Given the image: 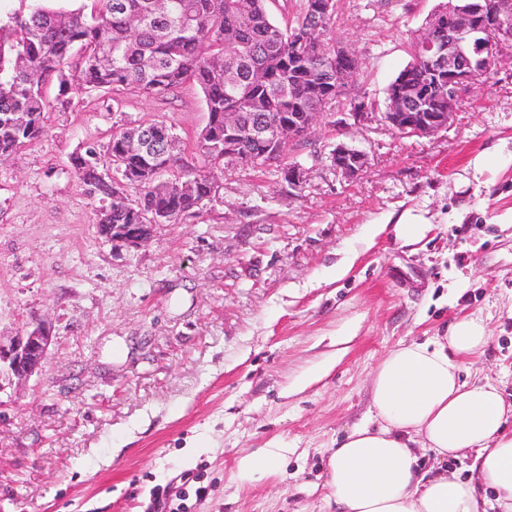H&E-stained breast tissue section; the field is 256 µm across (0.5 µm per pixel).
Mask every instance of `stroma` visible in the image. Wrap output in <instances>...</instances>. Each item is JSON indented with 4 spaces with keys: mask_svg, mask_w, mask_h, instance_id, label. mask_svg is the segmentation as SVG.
I'll return each instance as SVG.
<instances>
[{
    "mask_svg": "<svg viewBox=\"0 0 512 512\" xmlns=\"http://www.w3.org/2000/svg\"><path fill=\"white\" fill-rule=\"evenodd\" d=\"M438 0H339L331 35L355 49L353 97L382 102ZM44 137L0 163V338L46 321L47 363L0 385V512H327L331 448L371 415L370 377L398 344L481 317L491 336L465 374L512 401V62L460 92L447 129L405 137L324 118L276 169L205 167L192 84L160 97L71 88ZM175 125L215 194L138 247L102 241L70 158L130 121ZM362 150L352 178L309 156ZM424 218L416 242L399 216ZM264 448L272 473L240 482ZM193 482H185V474ZM278 457L273 452L250 454L240 459L238 463V475L242 482L248 481L258 471L271 470Z\"/></svg>",
    "mask_w": 512,
    "mask_h": 512,
    "instance_id": "35a3bbf8",
    "label": "stroma"
}]
</instances>
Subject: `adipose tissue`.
<instances>
[{
    "label": "adipose tissue",
    "instance_id": "adipose-tissue-1",
    "mask_svg": "<svg viewBox=\"0 0 512 512\" xmlns=\"http://www.w3.org/2000/svg\"><path fill=\"white\" fill-rule=\"evenodd\" d=\"M488 342L466 315L442 341L401 344L371 374L377 426L355 427L330 454L325 499L336 512H512V403L462 380ZM476 453L470 477L421 471L418 452Z\"/></svg>",
    "mask_w": 512,
    "mask_h": 512
}]
</instances>
